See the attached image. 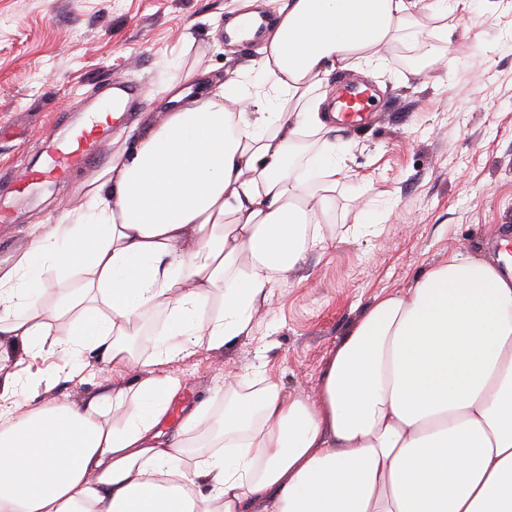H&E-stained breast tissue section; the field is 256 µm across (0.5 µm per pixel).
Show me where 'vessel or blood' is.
<instances>
[{
  "mask_svg": "<svg viewBox=\"0 0 512 512\" xmlns=\"http://www.w3.org/2000/svg\"><path fill=\"white\" fill-rule=\"evenodd\" d=\"M368 106L369 97L366 91L356 87L343 101L340 111L348 125L354 126L361 121ZM111 130V121L100 120L96 115L89 116L84 128L79 130L68 143L54 148L40 169H24L16 173L17 201L27 200L28 193L33 188H45L61 182L70 169L86 166L98 160Z\"/></svg>",
  "mask_w": 512,
  "mask_h": 512,
  "instance_id": "vessel-or-blood-1",
  "label": "vessel or blood"
}]
</instances>
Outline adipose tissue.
<instances>
[{"label": "adipose tissue", "mask_w": 512, "mask_h": 512, "mask_svg": "<svg viewBox=\"0 0 512 512\" xmlns=\"http://www.w3.org/2000/svg\"><path fill=\"white\" fill-rule=\"evenodd\" d=\"M466 2L282 0L254 80L191 67L164 86L163 121L0 272V343L39 349L65 318L68 378L89 352L136 376L83 404L1 410L0 512H512V277L490 258L451 252L376 296L316 399L263 376L220 421L199 405L156 430L180 390L168 364L199 339L251 335L273 281L325 240L349 176L330 138L331 70L402 39H451ZM157 308L167 324L135 354L127 340ZM193 430L212 452L188 468Z\"/></svg>", "instance_id": "adipose-tissue-1"}]
</instances>
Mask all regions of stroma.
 <instances>
[{"mask_svg":"<svg viewBox=\"0 0 512 512\" xmlns=\"http://www.w3.org/2000/svg\"><path fill=\"white\" fill-rule=\"evenodd\" d=\"M240 11L237 0H0L1 199L12 198L18 170L43 159L46 134L68 135L89 107L107 108L110 81L140 92L139 105L113 120L99 162L0 223V264L29 249L35 225L80 206L82 184L109 166L131 129L163 120L157 92L181 70L194 65L227 80L250 73L262 39L224 38ZM188 35L194 43L184 54ZM429 41L430 56L397 42L375 67L330 74L332 95L365 85L377 106L357 127L336 125L353 178L336 188L327 246L275 281L253 335L175 360L181 389L162 433L207 399L220 418L225 396L257 370L316 397L331 351L376 296L409 287L450 252L497 255V236L512 234V0H470L452 42ZM422 59L429 65L418 77ZM120 383L95 361L84 379L45 382L26 395L33 407L78 403Z\"/></svg>","mask_w":512,"mask_h":512,"instance_id":"35a3bbf8","label":"stroma"}]
</instances>
